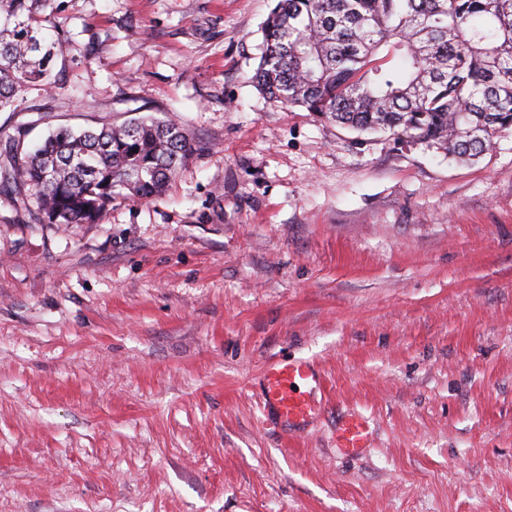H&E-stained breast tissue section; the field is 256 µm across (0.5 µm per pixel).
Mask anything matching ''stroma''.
<instances>
[{
    "instance_id": "stroma-1",
    "label": "stroma",
    "mask_w": 512,
    "mask_h": 512,
    "mask_svg": "<svg viewBox=\"0 0 512 512\" xmlns=\"http://www.w3.org/2000/svg\"><path fill=\"white\" fill-rule=\"evenodd\" d=\"M273 5L53 0L57 85L0 148L167 115L194 147L95 224L0 194V512H512V130L461 165L284 107L253 82ZM294 358L305 437L261 412ZM321 372L309 360L271 361L264 373L262 414L265 420L306 425L317 414L311 398L321 385ZM372 434L367 418L350 414L336 428V446L346 455L357 456L371 447Z\"/></svg>"
}]
</instances>
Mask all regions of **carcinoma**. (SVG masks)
Masks as SVG:
<instances>
[{
  "label": "carcinoma",
  "mask_w": 512,
  "mask_h": 512,
  "mask_svg": "<svg viewBox=\"0 0 512 512\" xmlns=\"http://www.w3.org/2000/svg\"><path fill=\"white\" fill-rule=\"evenodd\" d=\"M49 0H0V108L51 84L64 57ZM257 86L288 108L470 162L512 129V0H275ZM192 141L172 118L61 126L33 151H0V192L36 198L41 224H95L124 190L161 195Z\"/></svg>",
  "instance_id": "cac0c4a2"
}]
</instances>
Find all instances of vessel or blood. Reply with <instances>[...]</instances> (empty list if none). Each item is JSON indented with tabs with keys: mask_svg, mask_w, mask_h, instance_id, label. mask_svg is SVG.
Listing matches in <instances>:
<instances>
[{
	"mask_svg": "<svg viewBox=\"0 0 512 512\" xmlns=\"http://www.w3.org/2000/svg\"><path fill=\"white\" fill-rule=\"evenodd\" d=\"M320 371L307 360L271 361L264 373L262 414L265 419L305 425L318 407L311 390L320 386ZM373 431L367 418L347 416L336 428V446L344 454L357 456L371 446Z\"/></svg>",
	"mask_w": 512,
	"mask_h": 512,
	"instance_id": "1",
	"label": "vessel or blood"
}]
</instances>
